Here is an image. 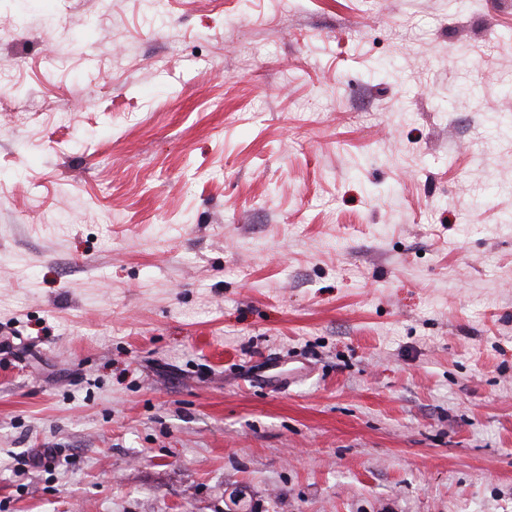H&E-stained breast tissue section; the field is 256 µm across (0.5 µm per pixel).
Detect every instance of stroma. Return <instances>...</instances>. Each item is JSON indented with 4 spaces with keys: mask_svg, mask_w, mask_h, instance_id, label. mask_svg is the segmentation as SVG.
Returning <instances> with one entry per match:
<instances>
[{
    "mask_svg": "<svg viewBox=\"0 0 512 512\" xmlns=\"http://www.w3.org/2000/svg\"><path fill=\"white\" fill-rule=\"evenodd\" d=\"M506 30L0 0V512H512Z\"/></svg>",
    "mask_w": 512,
    "mask_h": 512,
    "instance_id": "obj_1",
    "label": "stroma"
}]
</instances>
